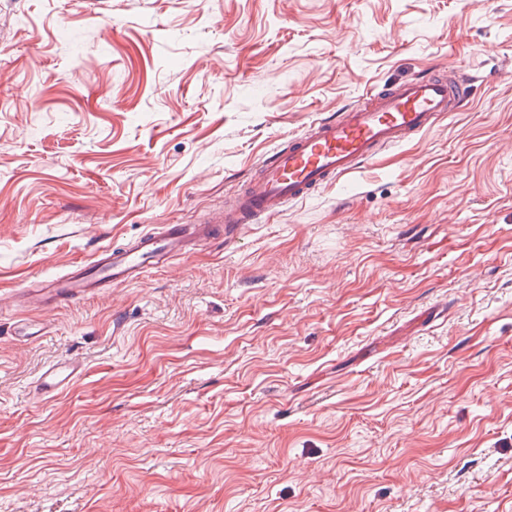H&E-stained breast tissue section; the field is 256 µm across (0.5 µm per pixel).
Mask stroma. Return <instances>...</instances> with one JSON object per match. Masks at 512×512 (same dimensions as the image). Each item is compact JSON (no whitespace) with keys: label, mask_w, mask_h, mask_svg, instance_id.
<instances>
[{"label":"stroma","mask_w":512,"mask_h":512,"mask_svg":"<svg viewBox=\"0 0 512 512\" xmlns=\"http://www.w3.org/2000/svg\"><path fill=\"white\" fill-rule=\"evenodd\" d=\"M437 65L346 186L24 299ZM0 512H512V0H0ZM79 369V364L72 358L58 360L40 375L38 386L42 392L55 395L73 383Z\"/></svg>","instance_id":"obj_1"}]
</instances>
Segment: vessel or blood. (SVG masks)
Instances as JSON below:
<instances>
[{"instance_id":"b4317fda","label":"vessel or blood","mask_w":512,"mask_h":512,"mask_svg":"<svg viewBox=\"0 0 512 512\" xmlns=\"http://www.w3.org/2000/svg\"><path fill=\"white\" fill-rule=\"evenodd\" d=\"M473 83L468 76H420L368 95L335 115L317 120L303 132L289 135L264 159L245 191L199 224H171L139 237L123 251L105 250L83 266L47 282L40 301L52 306L75 300L99 283L141 279L160 258L186 254L208 241L221 226L246 224L283 211L322 187L351 175L379 150L400 145L457 111ZM79 364L58 360L39 377L42 392L54 395L75 380Z\"/></svg>"}]
</instances>
